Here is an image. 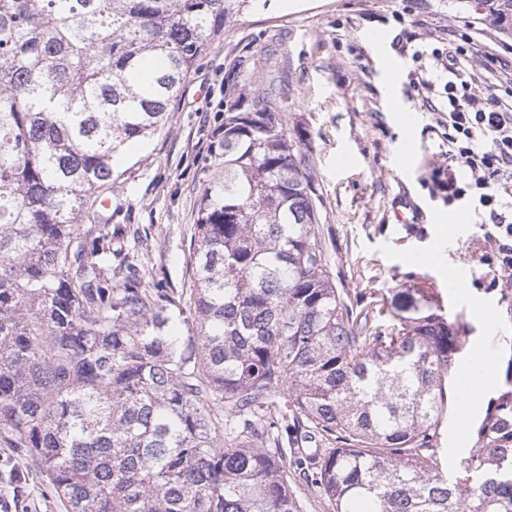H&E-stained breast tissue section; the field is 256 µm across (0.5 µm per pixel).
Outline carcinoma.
<instances>
[{"instance_id": "obj_1", "label": "carcinoma", "mask_w": 512, "mask_h": 512, "mask_svg": "<svg viewBox=\"0 0 512 512\" xmlns=\"http://www.w3.org/2000/svg\"><path fill=\"white\" fill-rule=\"evenodd\" d=\"M246 2L0 0V444L66 512H300L290 468L333 512H512L509 383L448 479L468 337L425 288H336L275 91L226 106L189 297L110 224L114 158Z\"/></svg>"}]
</instances>
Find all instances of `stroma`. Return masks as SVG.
<instances>
[{
    "mask_svg": "<svg viewBox=\"0 0 512 512\" xmlns=\"http://www.w3.org/2000/svg\"><path fill=\"white\" fill-rule=\"evenodd\" d=\"M465 31L475 48L460 76L473 78V91L512 79V66L486 67L488 56L512 45V12L494 21L490 0H249L198 59L162 130L115 162L113 223L149 233L154 277L189 291L190 242L221 118L216 105L230 86L243 101L276 88L289 134L312 156L319 232L337 288L354 300L403 283L434 289L471 354L491 333L440 270L460 266L506 326L493 355L502 365L512 355V289L491 285L482 259L494 243L476 201L449 204L436 183L448 174V126L440 121L448 74L439 58ZM387 58L398 61L395 73H386ZM409 205L414 214L399 223L397 212ZM456 216L455 241L442 243L443 224ZM0 460L28 481L25 512H65L24 453L0 447Z\"/></svg>",
    "mask_w": 512,
    "mask_h": 512,
    "instance_id": "35a3bbf8",
    "label": "stroma"
}]
</instances>
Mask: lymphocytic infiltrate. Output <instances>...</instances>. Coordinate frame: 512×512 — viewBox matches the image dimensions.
I'll return each mask as SVG.
<instances>
[{"mask_svg": "<svg viewBox=\"0 0 512 512\" xmlns=\"http://www.w3.org/2000/svg\"><path fill=\"white\" fill-rule=\"evenodd\" d=\"M448 157L455 167L441 187L449 202L477 197L497 232L492 263L512 271V103L449 83Z\"/></svg>", "mask_w": 512, "mask_h": 512, "instance_id": "lymphocytic-infiltrate-1", "label": "lymphocytic infiltrate"}]
</instances>
